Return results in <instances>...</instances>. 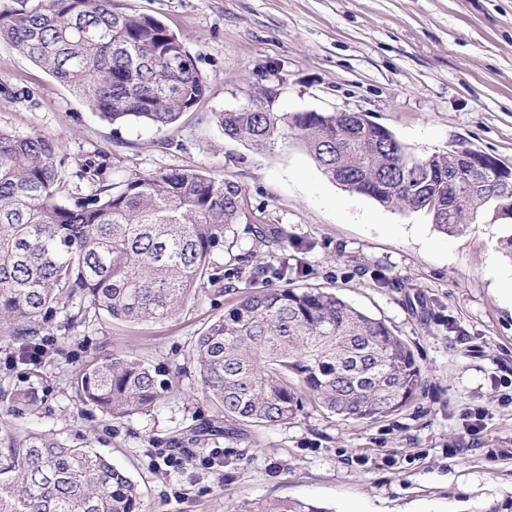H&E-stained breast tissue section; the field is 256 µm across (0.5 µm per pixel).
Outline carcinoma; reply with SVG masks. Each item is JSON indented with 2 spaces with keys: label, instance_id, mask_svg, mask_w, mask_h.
<instances>
[{
  "label": "carcinoma",
  "instance_id": "obj_1",
  "mask_svg": "<svg viewBox=\"0 0 512 512\" xmlns=\"http://www.w3.org/2000/svg\"><path fill=\"white\" fill-rule=\"evenodd\" d=\"M0 11V40L83 98L112 124L175 123L204 97L194 57L153 16L118 11L112 0H17ZM224 134L263 151L292 139L322 174L383 207L425 214L454 235L512 205V180L493 164L465 168L453 145L418 157L361 112H272L259 104L220 112ZM58 146L0 131V325L27 336L47 312L79 296L89 310L141 324L176 316L198 292L222 294L224 243L235 226L283 251L277 228L249 210L241 185L196 169L111 183L86 161L77 177L94 192L57 201ZM288 276V255L252 268L247 287ZM201 387L224 427L199 437L239 439L284 425L310 403L359 422L390 415L416 397L423 374L387 324L339 296L312 288L256 291L198 336ZM135 357L89 365L74 381L81 401L114 420L145 414L169 390ZM0 512H143L137 484L106 457L32 436L0 461ZM248 512H327L298 499L259 501Z\"/></svg>",
  "mask_w": 512,
  "mask_h": 512
}]
</instances>
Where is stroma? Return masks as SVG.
Returning a JSON list of instances; mask_svg holds the SVG:
<instances>
[{
    "mask_svg": "<svg viewBox=\"0 0 512 512\" xmlns=\"http://www.w3.org/2000/svg\"><path fill=\"white\" fill-rule=\"evenodd\" d=\"M163 21L191 52L207 91L173 125L102 120L11 44L0 42V131L38 133L59 147L68 204L90 195L85 160L115 179L175 168L237 182L288 242V280L320 288L383 320L420 365L423 385L403 410L373 423L305 406L251 439L184 442L216 416L193 358L197 337L245 288L189 299L171 319L131 324L90 314L71 327L72 300L38 335L0 338V456L33 434L91 448L125 469L146 512H246L294 498L329 512H485L512 496V222L452 236L421 213L380 206L329 181L302 147L267 151L225 136L216 121L273 91L274 112H363L420 157L461 141L512 165V0H114ZM170 148H162V141ZM248 224L224 247V267L273 263ZM134 356L171 382L153 411L121 421L85 406L72 380L90 364ZM34 392V406L13 398ZM483 407L478 435L465 414ZM220 448L217 471L202 448ZM181 459L166 467L161 452Z\"/></svg>",
    "mask_w": 512,
    "mask_h": 512,
    "instance_id": "obj_1",
    "label": "stroma"
}]
</instances>
